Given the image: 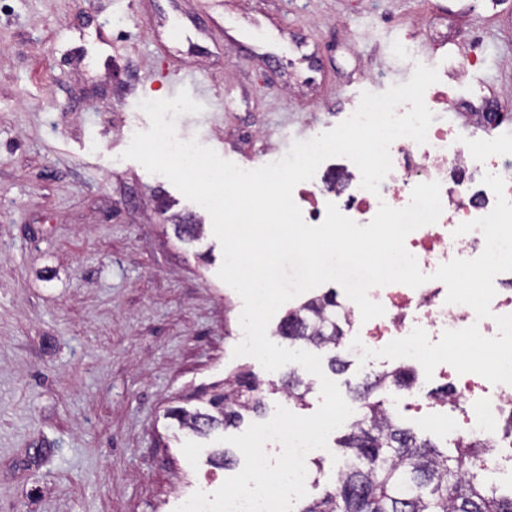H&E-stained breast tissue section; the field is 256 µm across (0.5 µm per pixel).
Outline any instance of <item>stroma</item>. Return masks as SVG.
I'll return each mask as SVG.
<instances>
[{"instance_id": "35a3bbf8", "label": "stroma", "mask_w": 512, "mask_h": 512, "mask_svg": "<svg viewBox=\"0 0 512 512\" xmlns=\"http://www.w3.org/2000/svg\"><path fill=\"white\" fill-rule=\"evenodd\" d=\"M512 110V0H0V512H175L211 466L170 409L238 368L243 303L210 224L124 158L141 100L187 90L178 135L244 169L328 131L362 92Z\"/></svg>"}]
</instances>
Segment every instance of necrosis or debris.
Here are the masks:
<instances>
[{
  "label": "necrosis or debris",
  "instance_id": "obj_1",
  "mask_svg": "<svg viewBox=\"0 0 512 512\" xmlns=\"http://www.w3.org/2000/svg\"><path fill=\"white\" fill-rule=\"evenodd\" d=\"M389 152L392 170L376 194L362 188L360 171L351 160L345 158L336 163L332 184L337 195L344 198L340 212L363 226L374 218L380 203L405 207L415 185L436 181L441 185L442 213L436 223L411 232L405 241L420 270L429 275V282L416 288L390 284L370 289V299L380 303L385 313L367 322L362 321L352 300L342 299L341 315L362 341L361 347L353 348V355H360L365 347L383 348L417 326L434 343L444 331L473 324L484 336H495L497 326L493 319L477 320L471 307L447 303L445 284L434 280L432 274L442 263L470 259L482 252L485 240L480 231L459 237L454 231L461 223L493 211L496 196L483 184L484 173L504 178L505 193L512 199V136L503 135L490 144L459 139L456 109L445 103L433 117L426 144L400 138L391 144ZM433 377L448 386L451 399H437L420 385H412L409 392L414 398V426L427 427L438 416L450 429H461L474 440L490 442L494 451L479 461V468L512 484V432L504 430L512 419V385L493 384L474 373L461 374L445 363L435 368ZM452 402L462 404L461 416L449 414L448 405Z\"/></svg>",
  "mask_w": 512,
  "mask_h": 512
}]
</instances>
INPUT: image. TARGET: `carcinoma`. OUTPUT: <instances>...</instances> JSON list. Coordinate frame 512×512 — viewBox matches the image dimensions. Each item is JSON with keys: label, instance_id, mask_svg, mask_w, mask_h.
<instances>
[{"label": "carcinoma", "instance_id": "1", "mask_svg": "<svg viewBox=\"0 0 512 512\" xmlns=\"http://www.w3.org/2000/svg\"><path fill=\"white\" fill-rule=\"evenodd\" d=\"M175 230L181 240L193 242L203 234V225L177 224ZM278 333L304 347L337 348L342 331L336 328V294L312 297L289 312ZM412 378V370L398 369L356 392L358 417L339 442L342 460L335 487L300 512H512V492H500L476 466L489 448L462 436L450 455L404 426L384 400L374 397L383 381L402 388ZM276 392L302 401L309 387L296 367L288 368V380L281 383L239 370L224 380L223 392L209 399L211 410L178 408L171 415L188 431L207 435L261 413L265 396Z\"/></svg>", "mask_w": 512, "mask_h": 512}]
</instances>
